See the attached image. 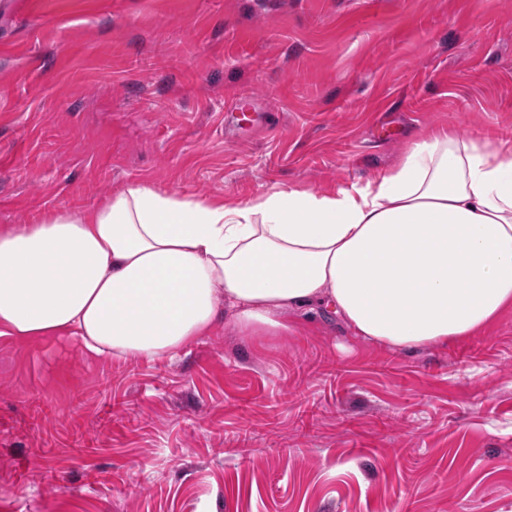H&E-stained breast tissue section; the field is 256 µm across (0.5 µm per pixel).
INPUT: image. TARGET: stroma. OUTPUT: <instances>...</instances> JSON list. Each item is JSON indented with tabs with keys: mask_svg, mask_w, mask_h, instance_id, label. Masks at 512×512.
<instances>
[{
	"mask_svg": "<svg viewBox=\"0 0 512 512\" xmlns=\"http://www.w3.org/2000/svg\"><path fill=\"white\" fill-rule=\"evenodd\" d=\"M268 120L224 131L243 92ZM512 139V0H0V225L142 182L236 205ZM512 512V313L396 353L333 312L173 360L0 335V512Z\"/></svg>",
	"mask_w": 512,
	"mask_h": 512,
	"instance_id": "obj_1",
	"label": "stroma"
}]
</instances>
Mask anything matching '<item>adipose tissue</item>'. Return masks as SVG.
Returning <instances> with one entry per match:
<instances>
[{
  "instance_id": "adipose-tissue-1",
  "label": "adipose tissue",
  "mask_w": 512,
  "mask_h": 512,
  "mask_svg": "<svg viewBox=\"0 0 512 512\" xmlns=\"http://www.w3.org/2000/svg\"><path fill=\"white\" fill-rule=\"evenodd\" d=\"M321 306L364 339L425 349L512 310V146L456 129L330 192L236 206L133 184L82 211L0 226V335L98 357H176L218 325L287 329Z\"/></svg>"
}]
</instances>
